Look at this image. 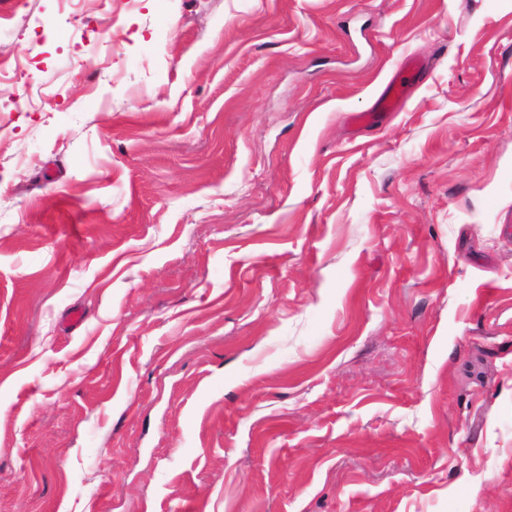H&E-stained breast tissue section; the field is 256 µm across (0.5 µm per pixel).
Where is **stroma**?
I'll use <instances>...</instances> for the list:
<instances>
[{"label": "stroma", "mask_w": 512, "mask_h": 512, "mask_svg": "<svg viewBox=\"0 0 512 512\" xmlns=\"http://www.w3.org/2000/svg\"><path fill=\"white\" fill-rule=\"evenodd\" d=\"M0 15V512H512V0ZM406 97L405 86L398 81L393 79L387 86V90L383 96H381L376 103V111L378 112H391L399 109Z\"/></svg>", "instance_id": "1"}]
</instances>
